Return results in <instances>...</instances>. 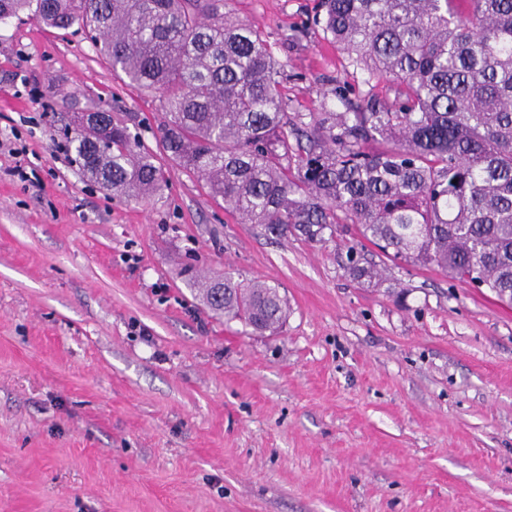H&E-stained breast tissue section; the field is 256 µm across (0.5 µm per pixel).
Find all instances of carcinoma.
Listing matches in <instances>:
<instances>
[{"label":"carcinoma","mask_w":512,"mask_h":512,"mask_svg":"<svg viewBox=\"0 0 512 512\" xmlns=\"http://www.w3.org/2000/svg\"><path fill=\"white\" fill-rule=\"evenodd\" d=\"M226 0H0L85 31L119 79L155 97L166 158L224 211L282 236L341 224L390 260L435 266L512 304V0H319L316 22L348 64L401 86L357 111L288 116L284 65ZM68 150L103 188L139 200L167 186L157 155L112 116L79 117ZM369 284L376 265L349 253ZM215 315L273 332L277 287L201 284Z\"/></svg>","instance_id":"cac0c4a2"}]
</instances>
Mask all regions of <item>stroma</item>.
Returning <instances> with one entry per match:
<instances>
[{
    "mask_svg": "<svg viewBox=\"0 0 512 512\" xmlns=\"http://www.w3.org/2000/svg\"><path fill=\"white\" fill-rule=\"evenodd\" d=\"M314 5H228L289 115L341 109L343 84L393 101ZM97 109L157 149V99L83 33L0 23V512H512V306L370 245L364 286L351 233L269 235L171 162L149 200L103 190L59 148ZM189 265L277 286L286 322L215 318ZM362 260V258H358L357 255H354L353 250L350 251L348 259V271L350 275L357 281H363L364 283L367 281L368 284L375 282V280L379 281L381 275L376 265L367 261L362 262Z\"/></svg>",
    "mask_w": 512,
    "mask_h": 512,
    "instance_id": "1",
    "label": "stroma"
}]
</instances>
